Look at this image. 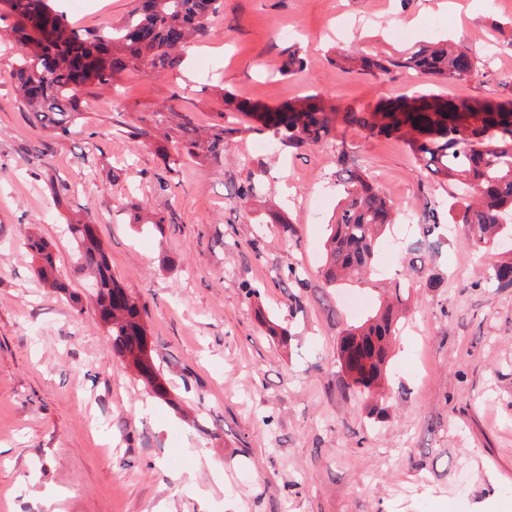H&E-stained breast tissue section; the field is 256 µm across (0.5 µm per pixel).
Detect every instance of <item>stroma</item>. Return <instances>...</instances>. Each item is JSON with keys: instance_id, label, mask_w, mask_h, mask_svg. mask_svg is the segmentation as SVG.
<instances>
[{"instance_id": "35a3bbf8", "label": "stroma", "mask_w": 512, "mask_h": 512, "mask_svg": "<svg viewBox=\"0 0 512 512\" xmlns=\"http://www.w3.org/2000/svg\"><path fill=\"white\" fill-rule=\"evenodd\" d=\"M68 20L121 24L133 0H58ZM0 21V512H512V287L489 265L512 238L468 243L463 204L403 139L336 126L331 148L285 146L225 94L276 107L317 94L336 111L428 91L512 98V0H224L179 70L122 72L81 94L76 134L51 137L19 108L20 48ZM500 56L448 84L348 72L336 53H393L460 40ZM298 45L306 66L274 77ZM234 128L221 161L183 157L161 190L172 143L133 148L127 129L159 110ZM366 175L404 221L382 236L360 282L325 285L324 241L341 169ZM66 185L56 201L50 184ZM254 184L248 200L240 186ZM439 227L422 225L429 209ZM174 214L158 230L133 214ZM89 215L113 277L147 308L148 346L169 401L112 353L66 230ZM51 242L70 294L44 288L22 245ZM293 262L303 286L278 275ZM410 299L377 408L345 392L344 329L392 282ZM252 284L257 298L246 299ZM271 319L285 338L267 335Z\"/></svg>"}]
</instances>
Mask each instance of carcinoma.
Returning <instances> with one entry per match:
<instances>
[{
    "instance_id": "carcinoma-1",
    "label": "carcinoma",
    "mask_w": 512,
    "mask_h": 512,
    "mask_svg": "<svg viewBox=\"0 0 512 512\" xmlns=\"http://www.w3.org/2000/svg\"><path fill=\"white\" fill-rule=\"evenodd\" d=\"M219 2L138 0L123 25L105 23L86 31L71 25L53 0H0V9L14 19L11 31L21 48L12 73L19 106L32 114L41 129L58 137L71 136L82 119L80 90L110 86L116 75L128 69L179 67L190 40L211 33ZM468 56L464 45L447 41L374 57L338 54L332 63L351 71H414L450 83L478 74L479 66L470 69L464 65ZM304 67L300 48L292 45L285 49V58L276 71L286 77ZM224 102L230 110L259 115L282 142L334 143L337 113L326 110L316 95L271 109L227 95ZM156 115L153 126L129 129L134 146L146 145L153 132L168 122L164 112ZM343 122L372 136L407 137L414 154L433 175L460 187L469 198L461 222L470 225L474 246L493 244L512 232L511 224L501 222L504 212H512V100L447 99L421 92L412 97L382 98L371 111L345 113ZM176 132L184 153L211 161L222 157L224 142L231 134L219 123L212 125L204 138L187 119L176 123ZM342 185L343 198L324 243L323 277L330 287L371 268L379 239L395 222L398 211L394 201L356 171L346 170ZM67 232L79 254L78 271L94 281L99 318L112 341L114 355L132 367L159 399L168 400L159 368L148 350L145 306L112 276L91 220L69 224ZM23 246L37 262L36 273L42 282L67 293V276L58 269L51 244L28 235ZM492 279L500 286H512V263L492 265ZM408 299L406 282H395L389 300L375 315L346 330L340 338L337 364L347 375L346 388L365 396L383 388L398 329V309Z\"/></svg>"
}]
</instances>
